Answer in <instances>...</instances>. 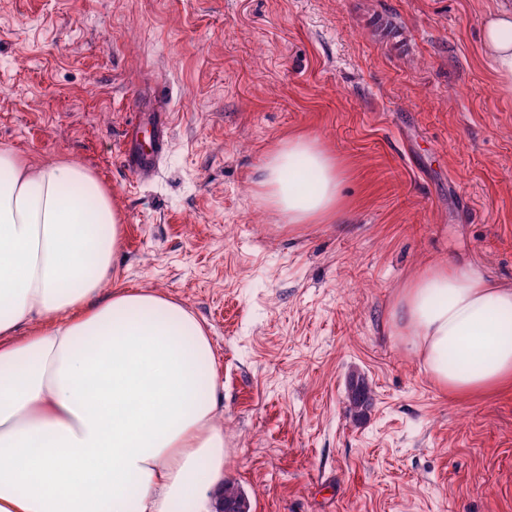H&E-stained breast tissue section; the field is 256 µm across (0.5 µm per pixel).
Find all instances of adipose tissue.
<instances>
[{"label": "adipose tissue", "instance_id": "adipose-tissue-1", "mask_svg": "<svg viewBox=\"0 0 512 512\" xmlns=\"http://www.w3.org/2000/svg\"><path fill=\"white\" fill-rule=\"evenodd\" d=\"M482 47L512 92V12ZM343 172L281 143L257 187L289 224L345 217ZM112 197L66 160L0 148V512H209L231 464L212 343L180 303L109 286ZM399 335L452 396L512 388V287L434 261L397 296Z\"/></svg>", "mask_w": 512, "mask_h": 512}]
</instances>
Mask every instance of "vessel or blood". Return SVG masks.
I'll return each instance as SVG.
<instances>
[{"instance_id": "b4317fda", "label": "vessel or blood", "mask_w": 512, "mask_h": 512, "mask_svg": "<svg viewBox=\"0 0 512 512\" xmlns=\"http://www.w3.org/2000/svg\"><path fill=\"white\" fill-rule=\"evenodd\" d=\"M152 127L154 135L148 147H141L134 140L137 129ZM170 134L169 114L159 109L153 112L132 116L128 123V129L123 136L119 159L123 167L136 179H144L151 176L168 143Z\"/></svg>"}]
</instances>
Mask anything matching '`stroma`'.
Returning <instances> with one entry per match:
<instances>
[{
	"instance_id": "obj_1",
	"label": "stroma",
	"mask_w": 512,
	"mask_h": 512,
	"mask_svg": "<svg viewBox=\"0 0 512 512\" xmlns=\"http://www.w3.org/2000/svg\"><path fill=\"white\" fill-rule=\"evenodd\" d=\"M502 9L0 0V147L89 169L122 216L113 287L208 327L252 512H512V393L448 396L393 321L433 260L512 286V95L481 47ZM160 102L168 150L138 181L121 139ZM297 135L339 161L345 223L282 224L257 195Z\"/></svg>"
}]
</instances>
